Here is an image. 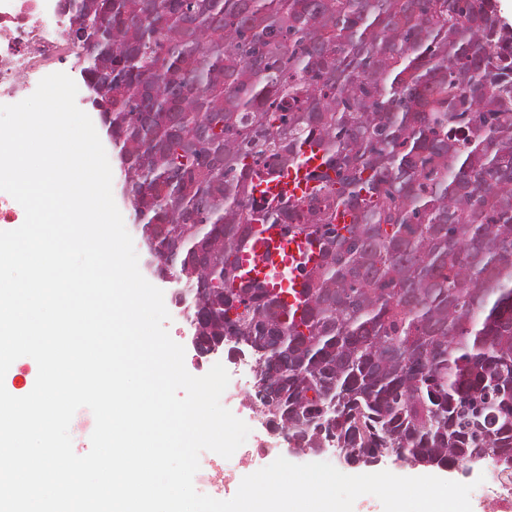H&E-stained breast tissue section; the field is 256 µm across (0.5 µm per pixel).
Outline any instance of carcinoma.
<instances>
[{"mask_svg":"<svg viewBox=\"0 0 512 512\" xmlns=\"http://www.w3.org/2000/svg\"><path fill=\"white\" fill-rule=\"evenodd\" d=\"M145 246L315 453L512 460V27L496 0H58ZM323 152L311 194L256 184ZM351 216L337 223L338 214ZM318 247L299 318L236 285L252 227ZM210 254V271L198 258Z\"/></svg>","mask_w":512,"mask_h":512,"instance_id":"cac0c4a2","label":"carcinoma"}]
</instances>
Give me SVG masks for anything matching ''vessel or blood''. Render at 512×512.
<instances>
[{"mask_svg": "<svg viewBox=\"0 0 512 512\" xmlns=\"http://www.w3.org/2000/svg\"><path fill=\"white\" fill-rule=\"evenodd\" d=\"M322 153L314 147H305L299 165L288 168L279 178L264 187L263 200L269 203L291 198L302 199L313 183L308 175L323 169ZM319 260L316 249L309 247L304 236L288 233L280 224H258L239 253L242 280L256 283L276 296L283 312L298 307L302 281L288 278L287 269L302 263L315 265Z\"/></svg>", "mask_w": 512, "mask_h": 512, "instance_id": "obj_1", "label": "vessel or blood"}]
</instances>
